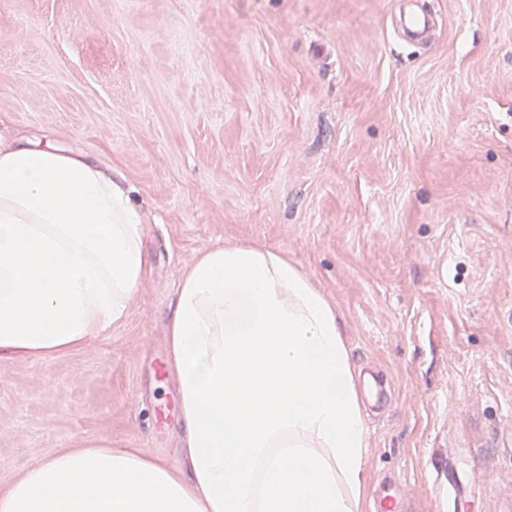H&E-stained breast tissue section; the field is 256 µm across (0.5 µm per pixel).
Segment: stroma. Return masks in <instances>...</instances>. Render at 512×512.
<instances>
[{"label":"stroma","mask_w":512,"mask_h":512,"mask_svg":"<svg viewBox=\"0 0 512 512\" xmlns=\"http://www.w3.org/2000/svg\"><path fill=\"white\" fill-rule=\"evenodd\" d=\"M0 0V133L120 172L150 273L126 320L77 350L0 354V486L92 438L180 464L166 326L198 253L280 251L335 308L364 410L362 512L387 470L410 512H512V0ZM462 449L482 492L434 468ZM454 452L448 453V467L444 471H437L436 480H439L440 487L445 486L448 499L456 502L458 499L469 493L470 495L479 493L480 484L476 475L473 476V480L470 484H462L455 475L456 464L454 461Z\"/></svg>","instance_id":"35a3bbf8"}]
</instances>
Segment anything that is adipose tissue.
<instances>
[{
	"label": "adipose tissue",
	"instance_id": "ef3b65f1",
	"mask_svg": "<svg viewBox=\"0 0 512 512\" xmlns=\"http://www.w3.org/2000/svg\"><path fill=\"white\" fill-rule=\"evenodd\" d=\"M121 174L51 142L0 139V352L79 349L149 274ZM187 470L89 442L0 488V512H361L367 437L335 309L287 256L201 252L168 325Z\"/></svg>",
	"mask_w": 512,
	"mask_h": 512
}]
</instances>
